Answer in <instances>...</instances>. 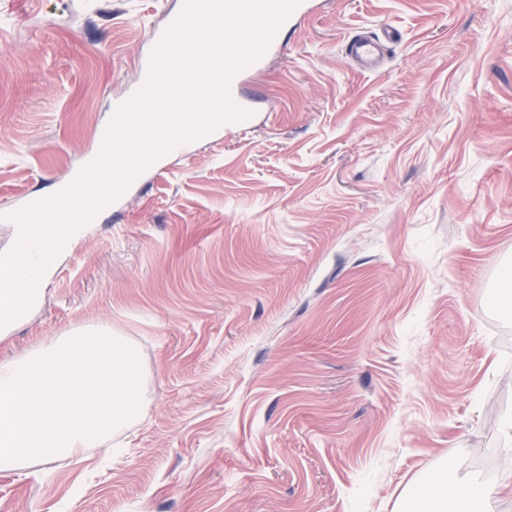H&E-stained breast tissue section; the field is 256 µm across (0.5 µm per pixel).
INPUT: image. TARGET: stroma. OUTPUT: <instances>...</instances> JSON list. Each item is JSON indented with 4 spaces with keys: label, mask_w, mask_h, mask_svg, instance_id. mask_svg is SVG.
Wrapping results in <instances>:
<instances>
[{
    "label": "stroma",
    "mask_w": 512,
    "mask_h": 512,
    "mask_svg": "<svg viewBox=\"0 0 512 512\" xmlns=\"http://www.w3.org/2000/svg\"><path fill=\"white\" fill-rule=\"evenodd\" d=\"M180 0H0V210L96 149ZM252 120L144 172L0 359L138 346L112 455L0 472V512H397L440 465L512 482V0H310ZM394 28L375 71L345 55Z\"/></svg>",
    "instance_id": "35a3bbf8"
}]
</instances>
